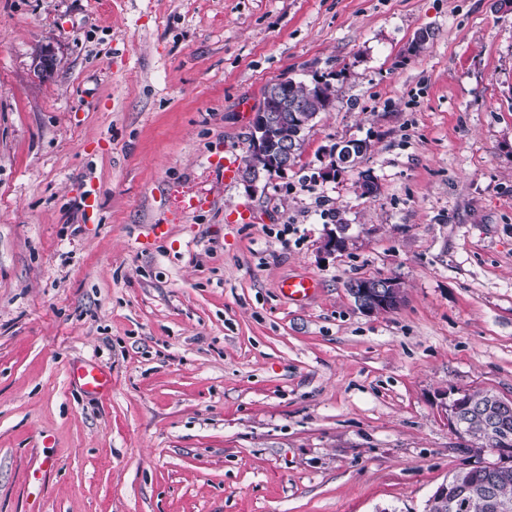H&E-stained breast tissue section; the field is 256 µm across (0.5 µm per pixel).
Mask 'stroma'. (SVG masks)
<instances>
[{"label": "stroma", "mask_w": 512, "mask_h": 512, "mask_svg": "<svg viewBox=\"0 0 512 512\" xmlns=\"http://www.w3.org/2000/svg\"><path fill=\"white\" fill-rule=\"evenodd\" d=\"M315 74L337 100L297 164L215 179L264 88ZM377 277L404 299L367 316L345 284ZM89 358L108 396L71 385ZM457 389L512 400V10L0 0V512H424L493 459ZM349 149H352L353 153L351 152L350 156L349 155L344 156V154L342 152L344 150H349ZM369 150H370V145L366 141L352 140V141L347 142L346 145H344L339 151L338 157H340V159L337 157V153H338L337 152L336 153V163H335L334 167L333 168H332V166L327 167V169L323 172V175L326 178H331V177L334 178V176L336 175V169H338L340 171L343 168H347L350 165V162L353 163L352 166H355V164L358 162V160L365 159ZM340 153H342L341 156H340ZM320 281L313 275L287 277L278 283L279 293L293 303H303L313 299L320 291Z\"/></svg>", "instance_id": "obj_1"}]
</instances>
